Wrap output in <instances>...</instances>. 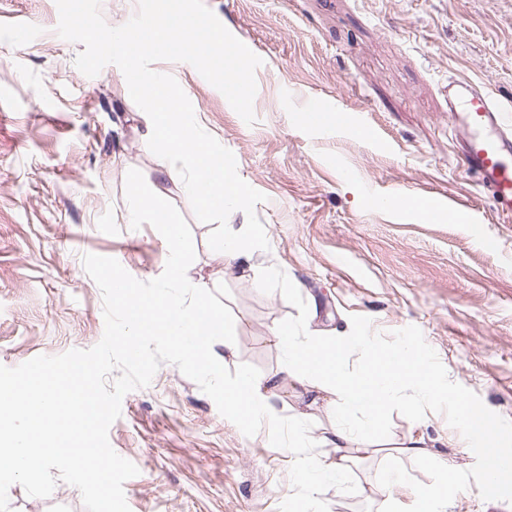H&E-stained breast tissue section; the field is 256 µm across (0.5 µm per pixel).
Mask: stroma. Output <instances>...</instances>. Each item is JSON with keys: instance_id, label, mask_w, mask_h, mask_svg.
Returning a JSON list of instances; mask_svg holds the SVG:
<instances>
[{"instance_id": "1", "label": "stroma", "mask_w": 512, "mask_h": 512, "mask_svg": "<svg viewBox=\"0 0 512 512\" xmlns=\"http://www.w3.org/2000/svg\"><path fill=\"white\" fill-rule=\"evenodd\" d=\"M204 3L263 60L255 123L192 65L155 67L186 90L239 176L266 195L255 212L270 248L254 260L274 286H257L209 248L212 227L196 219L177 171L149 150L147 115L122 71L109 64L90 78L76 68L83 46L57 35L55 0H0V364L101 340L102 294L84 254L115 258L141 281L162 274L160 233L121 221L135 168L191 228L189 281L231 291L228 369L277 371L270 336L287 323L411 342L442 383L481 407L493 446L512 455V220L463 166L466 133L448 110L454 76L512 101V0ZM311 102L340 104L358 124L316 129L304 113ZM412 198L432 201L439 221L408 209ZM273 405L311 421L318 456L334 458L326 409L301 410L288 390ZM420 436L460 474L448 512H512V472L486 479L483 450L459 447L447 404L423 426L389 412L380 439ZM109 441L139 469L124 484L131 512H278L293 491V455L273 447L267 430L243 435L169 363L124 397ZM386 464L381 452L360 458L342 484H324L317 512H382L375 487ZM8 497L11 512H85L63 482L47 498L17 484Z\"/></svg>"}]
</instances>
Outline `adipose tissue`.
<instances>
[{"label": "adipose tissue", "instance_id": "1", "mask_svg": "<svg viewBox=\"0 0 512 512\" xmlns=\"http://www.w3.org/2000/svg\"><path fill=\"white\" fill-rule=\"evenodd\" d=\"M257 226L223 231L220 249L226 265L256 275L253 243L259 238ZM282 354L279 370L265 376L239 371L218 386L225 410L243 427H251L272 412L270 399L286 382L299 385L297 398L305 407L326 406L333 417V461L307 456L295 463L298 485L308 491L295 505V512H312L315 496L326 480L342 479L349 470L351 452L377 446L383 416L393 402H400L409 421L423 420L427 409L447 400L448 413L464 441L476 439L473 430L476 408L463 395L447 387L432 372L420 348L386 347L367 341L362 333L339 338L277 327L271 336ZM358 354L357 367H349L351 354ZM436 470L435 483L419 487L412 499H389L387 512H447L448 502L459 491L455 470L438 461L424 439H412L389 454L386 477L379 492L387 494L405 473L406 460Z\"/></svg>", "mask_w": 512, "mask_h": 512}]
</instances>
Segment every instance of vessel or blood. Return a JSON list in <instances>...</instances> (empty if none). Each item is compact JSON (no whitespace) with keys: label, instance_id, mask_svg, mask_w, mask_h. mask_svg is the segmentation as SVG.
<instances>
[{"label":"vessel or blood","instance_id":"obj_1","mask_svg":"<svg viewBox=\"0 0 512 512\" xmlns=\"http://www.w3.org/2000/svg\"><path fill=\"white\" fill-rule=\"evenodd\" d=\"M448 109L455 112L459 125L467 130L462 162L474 172L487 190L499 214L512 219V128L505 119L506 110L482 86L466 77L448 82ZM311 125L326 128L352 122L345 111L328 113L309 106Z\"/></svg>","mask_w":512,"mask_h":512}]
</instances>
